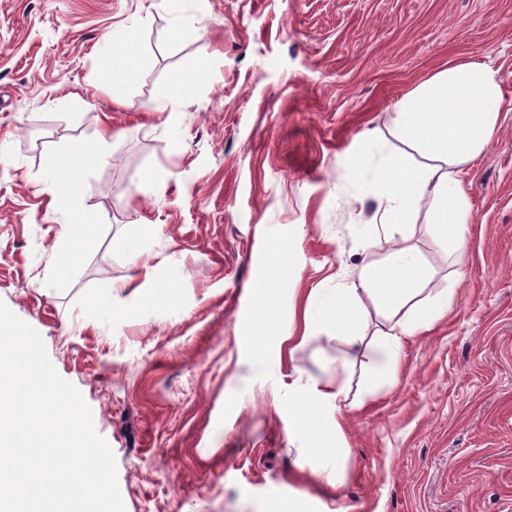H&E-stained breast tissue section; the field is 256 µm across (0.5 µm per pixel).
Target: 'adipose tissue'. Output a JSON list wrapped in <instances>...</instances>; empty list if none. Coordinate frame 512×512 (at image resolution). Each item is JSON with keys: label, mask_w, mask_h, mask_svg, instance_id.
<instances>
[{"label": "adipose tissue", "mask_w": 512, "mask_h": 512, "mask_svg": "<svg viewBox=\"0 0 512 512\" xmlns=\"http://www.w3.org/2000/svg\"><path fill=\"white\" fill-rule=\"evenodd\" d=\"M137 42V33L131 29L112 38L105 69L112 74L113 104L127 103L121 83L140 65ZM501 103L502 91L494 71L475 62L449 66L398 102L395 135L421 149L424 159L413 162L395 153L375 171L380 186L377 223L383 232L398 229L406 222L412 205L429 197L430 224L441 239L453 243L457 263H464V229L470 219V206L461 172L494 138ZM98 158L96 148L81 142L49 155L54 171L46 187L49 205L69 218L56 247L52 271L55 280H63L95 241L98 218L85 205L83 174ZM426 278L418 253L413 247L400 245L387 262L367 265L358 280L326 292L316 316L305 318L306 329H325L350 350L349 355L337 358L332 377H308L297 395L298 412L288 434L309 440L317 458L330 460L341 454L336 442L351 353L357 352L364 340H371L378 354L379 373L394 376L395 354L403 337L429 330L447 314L453 302L451 295L430 302L420 300ZM364 295L388 313L386 324L369 338L364 335L365 321L358 305Z\"/></svg>", "instance_id": "ef3b65f1"}]
</instances>
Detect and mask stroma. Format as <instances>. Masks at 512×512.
<instances>
[{
    "mask_svg": "<svg viewBox=\"0 0 512 512\" xmlns=\"http://www.w3.org/2000/svg\"><path fill=\"white\" fill-rule=\"evenodd\" d=\"M126 28L141 65L119 109L101 63ZM466 61L492 68L503 104L468 174L465 264L426 199L370 248L375 192L357 161H420L393 135L395 105ZM199 65L205 80L155 111ZM105 123L111 144L84 172L96 241L59 284L47 157L95 145ZM272 241L291 245L273 293L282 333L398 242L427 267L425 296L455 292L367 403L377 357L361 345L336 488L288 425L304 377L348 348L317 329L281 361L256 339ZM105 279L137 284L112 300L124 316L92 306ZM0 302L91 408L125 512H512V0H0Z\"/></svg>",
    "mask_w": 512,
    "mask_h": 512,
    "instance_id": "1",
    "label": "stroma"
}]
</instances>
